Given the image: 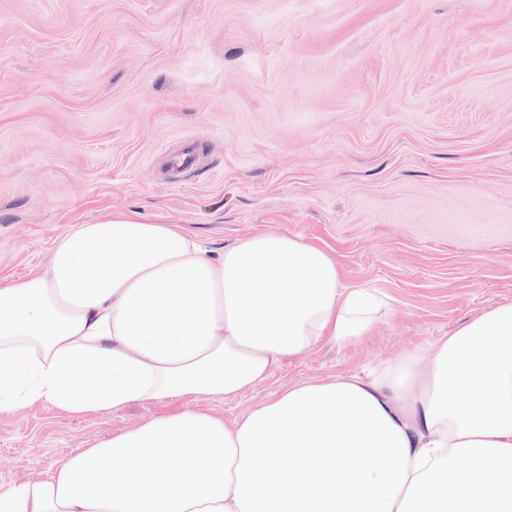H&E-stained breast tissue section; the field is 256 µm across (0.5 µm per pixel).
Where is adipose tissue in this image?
<instances>
[{
	"label": "adipose tissue",
	"mask_w": 512,
	"mask_h": 512,
	"mask_svg": "<svg viewBox=\"0 0 512 512\" xmlns=\"http://www.w3.org/2000/svg\"><path fill=\"white\" fill-rule=\"evenodd\" d=\"M375 303L298 237L259 233L213 257L172 224L77 225L41 274L0 281V413L185 405L0 485V512H512V304L230 424L193 408L366 335Z\"/></svg>",
	"instance_id": "obj_1"
}]
</instances>
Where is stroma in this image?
<instances>
[{
    "mask_svg": "<svg viewBox=\"0 0 512 512\" xmlns=\"http://www.w3.org/2000/svg\"><path fill=\"white\" fill-rule=\"evenodd\" d=\"M108 212L213 252L297 236L382 300L367 336L196 400L228 422L512 303V0H0V278ZM182 405L0 414V484Z\"/></svg>",
    "mask_w": 512,
    "mask_h": 512,
    "instance_id": "obj_1",
    "label": "stroma"
}]
</instances>
